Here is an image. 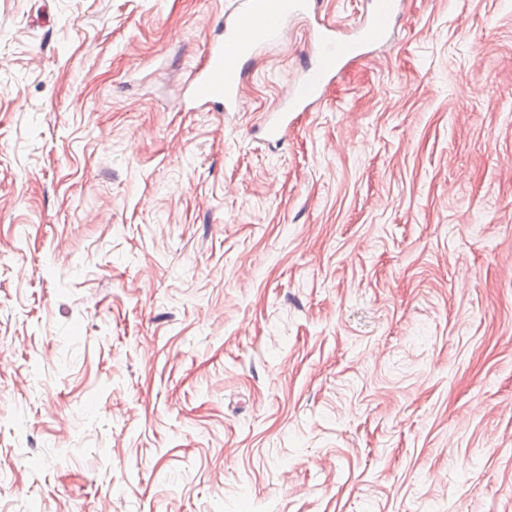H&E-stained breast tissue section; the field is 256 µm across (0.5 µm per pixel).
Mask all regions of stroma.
Returning a JSON list of instances; mask_svg holds the SVG:
<instances>
[{"label":"stroma","mask_w":512,"mask_h":512,"mask_svg":"<svg viewBox=\"0 0 512 512\" xmlns=\"http://www.w3.org/2000/svg\"><path fill=\"white\" fill-rule=\"evenodd\" d=\"M235 0H0V512H512V0H406L183 105Z\"/></svg>","instance_id":"obj_1"}]
</instances>
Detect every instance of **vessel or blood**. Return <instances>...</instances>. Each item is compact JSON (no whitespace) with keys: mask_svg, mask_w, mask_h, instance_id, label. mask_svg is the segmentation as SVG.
<instances>
[{"mask_svg":"<svg viewBox=\"0 0 512 512\" xmlns=\"http://www.w3.org/2000/svg\"><path fill=\"white\" fill-rule=\"evenodd\" d=\"M367 3L368 9L351 36L340 39L334 24L321 20L319 0H237L221 38L208 44L205 64L191 78L192 101L221 112L235 111L242 94L245 64L259 49L281 40L292 23H306L313 31L315 46L299 67L288 95L265 119L268 137L281 139L295 113L314 110L320 104L325 88L350 58L390 38L402 13L403 0Z\"/></svg>","mask_w":512,"mask_h":512,"instance_id":"b4317fda","label":"vessel or blood"}]
</instances>
